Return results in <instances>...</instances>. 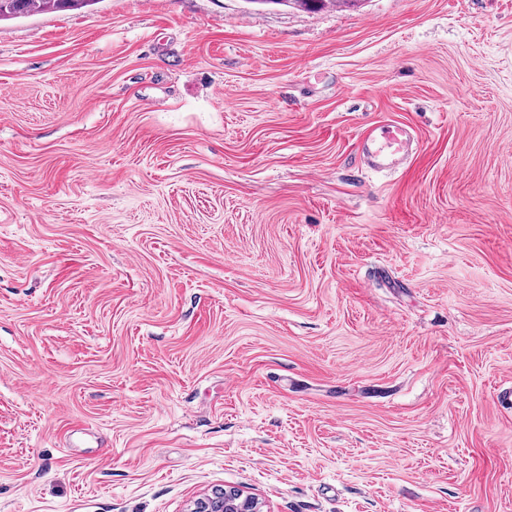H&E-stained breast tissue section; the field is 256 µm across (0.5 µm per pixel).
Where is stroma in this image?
Wrapping results in <instances>:
<instances>
[{"label":"stroma","mask_w":512,"mask_h":512,"mask_svg":"<svg viewBox=\"0 0 512 512\" xmlns=\"http://www.w3.org/2000/svg\"><path fill=\"white\" fill-rule=\"evenodd\" d=\"M225 487L512 512V0L0 21V512ZM414 144L413 131L406 124L378 122L362 131L357 158L366 169L391 170L403 162Z\"/></svg>","instance_id":"35a3bbf8"}]
</instances>
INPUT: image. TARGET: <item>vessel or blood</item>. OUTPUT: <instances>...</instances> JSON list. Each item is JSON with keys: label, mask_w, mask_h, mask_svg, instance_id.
I'll return each mask as SVG.
<instances>
[{"label": "vessel or blood", "mask_w": 512, "mask_h": 512, "mask_svg": "<svg viewBox=\"0 0 512 512\" xmlns=\"http://www.w3.org/2000/svg\"><path fill=\"white\" fill-rule=\"evenodd\" d=\"M414 144L413 131L406 124L378 122L362 131L358 159L366 169L391 170L403 162Z\"/></svg>", "instance_id": "1"}]
</instances>
